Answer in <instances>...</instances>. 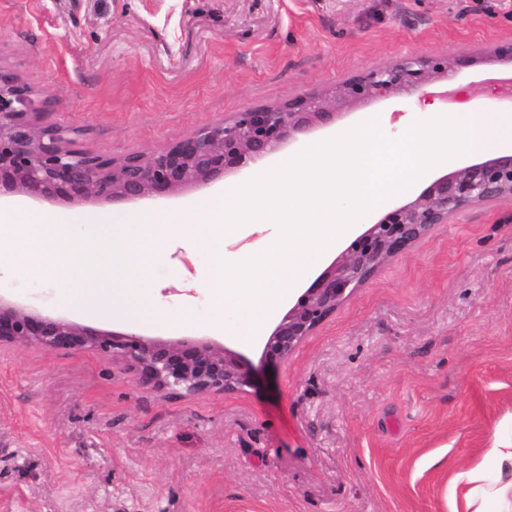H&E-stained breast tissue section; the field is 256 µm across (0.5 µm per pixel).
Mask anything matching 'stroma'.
<instances>
[{
    "label": "stroma",
    "instance_id": "stroma-1",
    "mask_svg": "<svg viewBox=\"0 0 512 512\" xmlns=\"http://www.w3.org/2000/svg\"><path fill=\"white\" fill-rule=\"evenodd\" d=\"M512 40V0H0V65L47 103L37 118L115 160L206 124L322 91L410 55ZM487 66L452 81L467 111H503ZM426 99L359 105L316 136ZM254 165L138 204L30 202L37 213L183 208L254 178ZM181 329L90 318L54 282L0 267V298L80 326L189 339L252 367L243 392L173 395L93 352L0 346V512H450L453 478L512 435V200L472 207L384 264L287 363L212 329L208 255L176 247L148 267Z\"/></svg>",
    "mask_w": 512,
    "mask_h": 512
}]
</instances>
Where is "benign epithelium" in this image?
Instances as JSON below:
<instances>
[{
  "label": "benign epithelium",
  "mask_w": 512,
  "mask_h": 512,
  "mask_svg": "<svg viewBox=\"0 0 512 512\" xmlns=\"http://www.w3.org/2000/svg\"><path fill=\"white\" fill-rule=\"evenodd\" d=\"M511 63L512 41L483 54L400 58L352 76L325 93L250 109L231 122L210 123L164 151L134 152L119 162L76 148L58 127L37 126L32 115L43 102L15 73L0 67V197L24 194L52 203L138 202L169 195L262 160L287 141L335 121L341 111L361 103L413 94L446 102L456 91H439L436 83L463 68ZM511 198L512 151L442 175L415 199L385 211L296 297L268 336L265 359L274 365L288 359L383 264L405 253L434 226L473 206ZM3 343L108 354L134 363L144 383L171 392H242L255 382L252 368L241 358L198 342L158 343L135 334L93 330L0 301Z\"/></svg>",
  "instance_id": "1"
}]
</instances>
